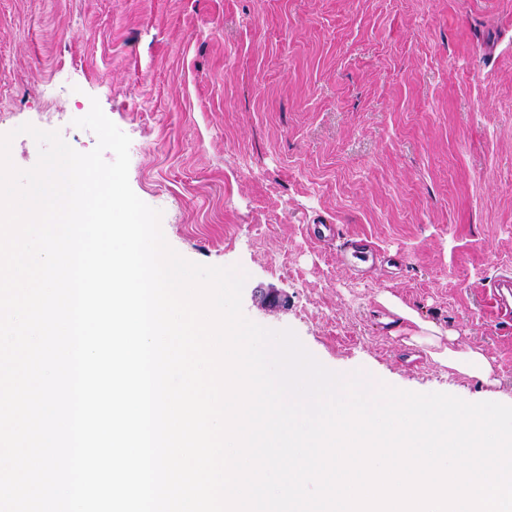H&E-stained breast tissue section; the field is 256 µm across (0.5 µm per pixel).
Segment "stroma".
Returning a JSON list of instances; mask_svg holds the SVG:
<instances>
[{"instance_id": "stroma-1", "label": "stroma", "mask_w": 512, "mask_h": 512, "mask_svg": "<svg viewBox=\"0 0 512 512\" xmlns=\"http://www.w3.org/2000/svg\"><path fill=\"white\" fill-rule=\"evenodd\" d=\"M95 101L168 244L248 273V319L335 372L512 405V319L484 292L512 268V0H0V134L37 124L90 151L73 121ZM354 237L382 264L355 274ZM386 294L435 344L392 324ZM436 347L481 352L489 381ZM387 304L390 310L400 318L398 325L406 320L417 327L418 330L413 334L414 336H435L436 333H439V330L433 324L421 321L412 309L399 301L389 299Z\"/></svg>"}]
</instances>
